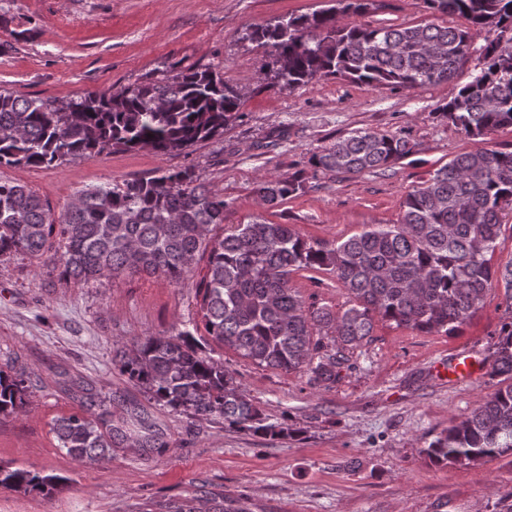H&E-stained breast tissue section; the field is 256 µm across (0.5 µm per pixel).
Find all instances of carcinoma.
I'll return each instance as SVG.
<instances>
[{"label":"carcinoma","mask_w":512,"mask_h":512,"mask_svg":"<svg viewBox=\"0 0 512 512\" xmlns=\"http://www.w3.org/2000/svg\"><path fill=\"white\" fill-rule=\"evenodd\" d=\"M373 2L336 0L327 10L257 26L245 39L265 50L270 86L290 92L328 78L402 90L457 78L472 54L468 31L433 22L397 29L341 22ZM422 2L435 14L498 31L478 49L479 72L439 108V117L468 137L512 127V0ZM240 107L224 75L196 67L60 104L0 90V165L54 167L106 150L180 152L224 135ZM412 152L399 134L358 129L313 152L308 165L315 173L358 175L388 169ZM305 190L302 171L262 177L255 187L270 208ZM226 207L192 169L81 189L58 216L26 185L0 180V257L27 255L66 281L143 273L181 286L205 255L196 289L206 335L258 366L305 373L318 385L336 382L344 350L371 337L375 319L450 335L501 286L505 317L489 371L495 390L424 453L435 464L466 467L512 456V260L491 264L503 211L512 209V151L455 156L406 194L399 223L331 244L263 217L226 224ZM300 270L335 274L351 305L336 312L306 302L291 285ZM199 328L190 320L170 335L144 337L121 356V372L155 406L219 417L230 429L264 439L289 433L286 422H268L240 391L223 359L203 349ZM26 392L23 379L0 368V415L21 409ZM72 394L80 412L56 420L53 430L78 463L92 465L129 441L168 447L147 407L124 400L116 414L112 401L76 382ZM62 482L0 466L1 489L48 495Z\"/></svg>","instance_id":"cac0c4a2"}]
</instances>
